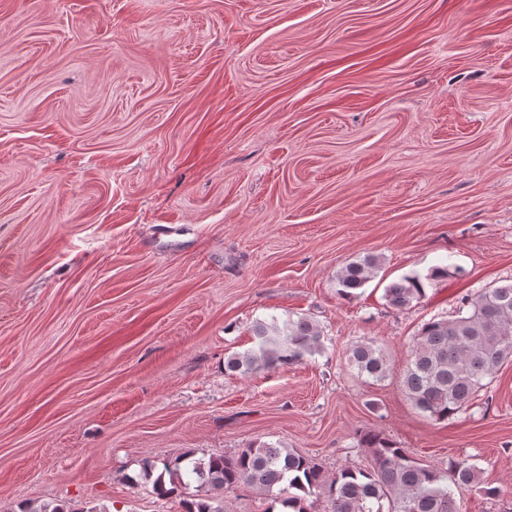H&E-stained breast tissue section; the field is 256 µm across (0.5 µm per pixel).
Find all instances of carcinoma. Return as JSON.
<instances>
[{
  "label": "carcinoma",
  "instance_id": "obj_1",
  "mask_svg": "<svg viewBox=\"0 0 512 512\" xmlns=\"http://www.w3.org/2000/svg\"><path fill=\"white\" fill-rule=\"evenodd\" d=\"M382 264L366 254L336 275V293L352 298L374 278ZM448 276L436 267L425 276L405 275L385 287V299L405 309L425 297V282ZM466 311L452 318H432L413 337L401 386L413 407L438 422L454 418L487 388L488 381L512 361V283L486 288L463 299ZM254 346L224 359V370L242 376L286 368L321 352L322 331L306 317L283 322L272 317L252 326ZM348 362L359 377L374 382L390 374L384 350L372 341L352 346ZM357 447L371 467H342L327 476L319 464L292 448L251 444L237 453L197 459L186 452L173 459L145 460L142 476L151 493L179 497L182 512H224V492L241 486L268 495L292 512H461L458 488L470 487L493 498L500 489L482 485L471 459L452 458L448 468L419 462L383 433L363 431ZM195 492L190 493V486Z\"/></svg>",
  "mask_w": 512,
  "mask_h": 512
}]
</instances>
